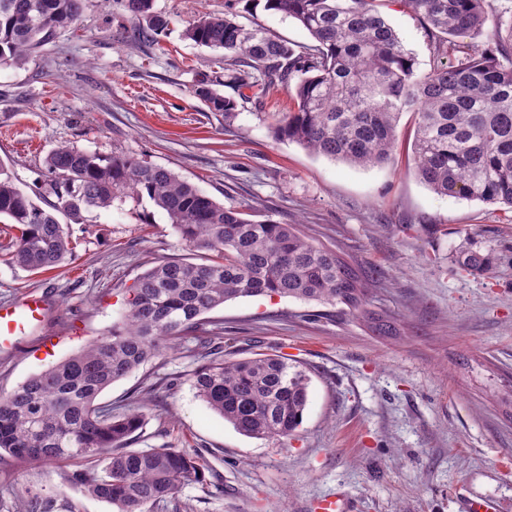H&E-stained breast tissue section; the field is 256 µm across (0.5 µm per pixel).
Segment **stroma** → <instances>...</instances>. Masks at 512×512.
<instances>
[{
	"label": "stroma",
	"instance_id": "1",
	"mask_svg": "<svg viewBox=\"0 0 512 512\" xmlns=\"http://www.w3.org/2000/svg\"><path fill=\"white\" fill-rule=\"evenodd\" d=\"M168 22L157 42L119 36L124 0H88L77 28L58 31L22 68H0V163L21 189L43 180L46 156L62 145L108 157L141 156L253 220L293 224L344 253L373 285L372 304L391 312L394 338L361 319L285 297H240L208 313L222 324L225 357L271 352L305 366L309 402L288 439L240 434L191 387L206 364L193 338L100 396L113 411L148 399L142 429L128 443L201 453L205 480L155 512H310L328 494L353 512H464L499 501L512 512V210L441 196L413 170V117L404 114L389 163L353 167L275 138L290 92L240 103L224 115L192 90L224 72V54L182 33L202 12L233 10L240 23L306 43L294 19L240 0H154ZM419 72L433 65L424 26L399 0L384 7ZM74 256L42 274L0 253V304L26 292L49 301L44 324L0 352V395L111 330L135 278L182 258L186 247L166 214L132 198L70 227ZM493 252L491 274L461 269L465 240ZM71 461L21 466L0 457V512H17L27 487L53 488Z\"/></svg>",
	"mask_w": 512,
	"mask_h": 512
}]
</instances>
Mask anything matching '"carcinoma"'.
Wrapping results in <instances>:
<instances>
[{"label": "carcinoma", "mask_w": 512, "mask_h": 512, "mask_svg": "<svg viewBox=\"0 0 512 512\" xmlns=\"http://www.w3.org/2000/svg\"><path fill=\"white\" fill-rule=\"evenodd\" d=\"M385 0H264V10L296 20L310 42L291 43L236 14H204L185 30L197 45L224 50V80L192 93L230 115L237 101L293 87L297 108L275 124L279 139L351 166L391 159L396 128L414 114L416 173L434 192L512 208V21L489 0H401L423 24L437 62L417 72L382 12ZM87 0H0V67H21L56 31L79 24ZM123 31L131 42L155 38L168 21L153 0H125ZM485 35L487 48L446 61L450 38ZM45 194L20 189L0 163V218L18 235L0 242L16 265L34 273L72 257L63 215L75 223L128 196L163 210L187 246L210 253L196 264L171 259L134 280L128 310L112 332L88 343L0 396V450L27 464L80 460L61 487H31L21 512H81L63 487L101 499L113 512H153L201 482L199 453L162 445L130 450L143 414L112 412L98 402L113 383L163 356L171 343L205 330L208 314L226 301L259 295L288 297L359 314L378 336L396 337V320L368 309V284L336 251L317 245L292 224L253 221L225 207L171 170L126 153L105 158L63 146L45 159ZM54 200L44 199V195ZM472 274L489 273L495 256L478 248L456 252ZM192 386L206 405L239 433L280 440L303 422L307 371L272 353L226 360L220 353L196 369Z\"/></svg>", "instance_id": "1"}]
</instances>
